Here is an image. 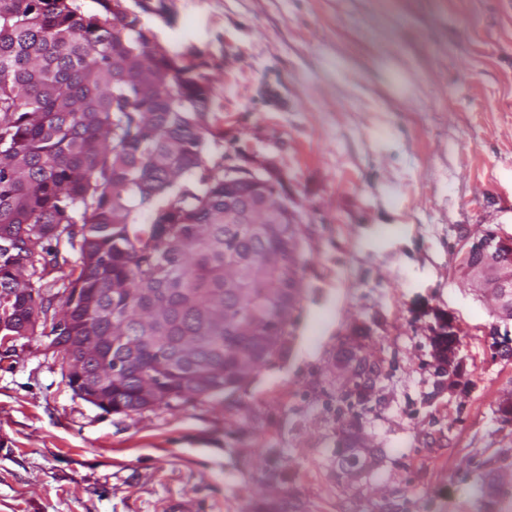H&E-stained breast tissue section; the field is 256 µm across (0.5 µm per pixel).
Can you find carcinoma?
<instances>
[{"label": "carcinoma", "instance_id": "cac0c4a2", "mask_svg": "<svg viewBox=\"0 0 512 512\" xmlns=\"http://www.w3.org/2000/svg\"><path fill=\"white\" fill-rule=\"evenodd\" d=\"M91 2L97 10L86 0H0V345L48 322L68 341L89 319L102 336L125 319L131 335V317L158 305L162 343L104 394L112 410L143 411L137 384L163 363L178 374L164 377L161 406L232 393L240 358L257 344L220 317L238 304L224 276L234 263L256 273L253 317L275 330L274 356L291 318L265 289L273 279L289 287L288 268L304 269L298 225L224 223V160L208 152L202 75L157 46L138 16ZM62 244L79 262L60 277L61 293L43 296L33 280L58 265ZM269 253L282 259L273 277L260 275ZM186 340L198 341V365L216 371L207 387L179 362ZM373 387L354 384L337 409L364 403Z\"/></svg>", "mask_w": 512, "mask_h": 512}]
</instances>
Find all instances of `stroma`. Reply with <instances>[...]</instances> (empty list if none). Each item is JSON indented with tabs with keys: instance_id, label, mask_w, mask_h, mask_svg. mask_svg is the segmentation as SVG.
<instances>
[{
	"instance_id": "1",
	"label": "stroma",
	"mask_w": 512,
	"mask_h": 512,
	"mask_svg": "<svg viewBox=\"0 0 512 512\" xmlns=\"http://www.w3.org/2000/svg\"><path fill=\"white\" fill-rule=\"evenodd\" d=\"M126 4L204 76L211 156L300 214L292 332L239 391L129 415L47 337L0 346V512H512V319L461 265L512 237V0ZM353 347L385 378L343 418Z\"/></svg>"
}]
</instances>
